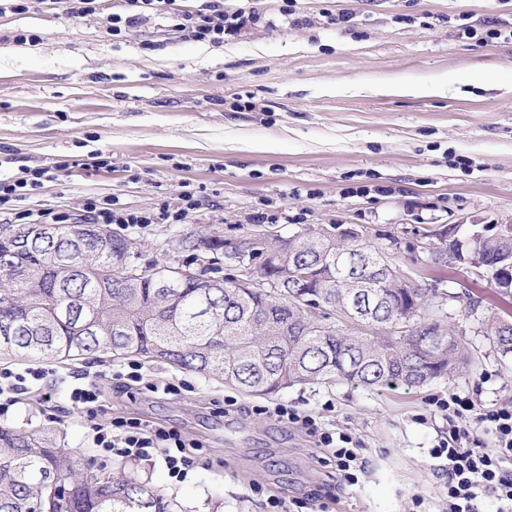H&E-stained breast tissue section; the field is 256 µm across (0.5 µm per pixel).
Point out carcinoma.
Returning a JSON list of instances; mask_svg holds the SVG:
<instances>
[{
    "instance_id": "obj_1",
    "label": "carcinoma",
    "mask_w": 512,
    "mask_h": 512,
    "mask_svg": "<svg viewBox=\"0 0 512 512\" xmlns=\"http://www.w3.org/2000/svg\"><path fill=\"white\" fill-rule=\"evenodd\" d=\"M343 225L277 233L238 243L220 234H191L182 248L233 265L238 248L252 251L253 282L233 277L211 284L208 269L179 278L171 264L133 266L137 244L107 224L56 226L51 241L22 239L0 225V349L55 360L135 355L217 378L258 395L306 381L353 382L365 388H420L463 372L462 335L435 318L434 288L383 265L380 249L360 236H336ZM475 270L508 269L512 239L471 240ZM460 257L437 247L428 267ZM26 266L17 282L7 267ZM483 333L502 356L512 355V321L490 312ZM68 490L55 512H172L149 481L102 477L49 432L0 426V512H42L50 485Z\"/></svg>"
}]
</instances>
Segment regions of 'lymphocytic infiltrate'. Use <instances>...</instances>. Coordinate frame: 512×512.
<instances>
[{"label": "lymphocytic infiltrate", "mask_w": 512, "mask_h": 512, "mask_svg": "<svg viewBox=\"0 0 512 512\" xmlns=\"http://www.w3.org/2000/svg\"><path fill=\"white\" fill-rule=\"evenodd\" d=\"M256 20L253 13H225L223 5L216 2L195 13L179 14L173 29L197 42L220 44L225 34ZM436 406L448 429L430 455L440 460L448 475V512H483L489 497L498 501L497 512H512V409L482 410L454 393L437 399ZM272 415L280 423L317 436L319 446L329 450L341 482L357 484L358 474L365 468L364 451L351 433L321 429L312 415L294 407L276 406ZM482 433L493 439V447H481L478 436ZM96 443L133 456L146 455L151 448L161 449L169 474L176 479L192 464L182 453L184 443L178 434L150 430L138 422L123 424L118 435L98 429Z\"/></svg>", "instance_id": "obj_1"}]
</instances>
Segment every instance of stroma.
I'll return each mask as SVG.
<instances>
[{"label": "stroma", "instance_id": "stroma-1", "mask_svg": "<svg viewBox=\"0 0 512 512\" xmlns=\"http://www.w3.org/2000/svg\"><path fill=\"white\" fill-rule=\"evenodd\" d=\"M223 4L259 19L220 44L180 37L155 15L111 36L107 17L122 0L84 18L41 0L0 15V182L49 171L0 210V224L79 215L107 197L132 213L183 211L177 224L121 225L143 243L142 268L186 260L181 241L195 231L352 225L416 281L427 229L512 223V0H297L290 15L285 0ZM19 33L38 40L17 43ZM432 84L441 93L415 91ZM237 99L252 109H235ZM425 278L448 293L443 315L478 352L467 372L427 387L310 381L257 396L140 358L0 355V373L47 370L27 377L0 425L56 431L94 467L150 481L174 512H269V499L310 493L327 512H413L417 495L425 512H445L448 476L429 451L446 425L433 400L453 392L512 406V356L481 325L488 310L512 320V296L455 265ZM133 367L138 382L121 387L116 373ZM91 382L102 394L93 415L70 399ZM278 403L360 440L367 466L357 485L339 486L314 437L262 414ZM118 418L190 440L186 476L171 477L157 454L98 448L97 428Z\"/></svg>", "mask_w": 512, "mask_h": 512}]
</instances>
